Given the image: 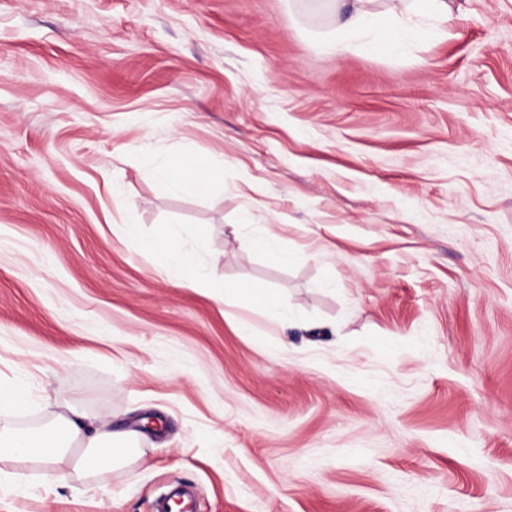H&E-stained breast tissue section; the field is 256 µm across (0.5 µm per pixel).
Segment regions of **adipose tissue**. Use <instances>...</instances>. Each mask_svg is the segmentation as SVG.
Masks as SVG:
<instances>
[{"label": "adipose tissue", "instance_id": "ef3b65f1", "mask_svg": "<svg viewBox=\"0 0 512 512\" xmlns=\"http://www.w3.org/2000/svg\"><path fill=\"white\" fill-rule=\"evenodd\" d=\"M370 0H337L342 16L340 37L326 41L328 52L336 54L346 48V34L359 32L373 25L376 15L369 8ZM159 178L176 191L205 194L213 178L223 176L224 160L213 157L206 170H179L160 164ZM159 269L163 273L183 272L187 281L197 288L208 287L210 276L201 270L194 253L174 243L161 255ZM136 432L110 423H93L83 414L58 415L50 427L30 433L0 428V462H24L42 470L46 479L64 481L73 477L90 478L105 468H121L135 463L139 452L135 446Z\"/></svg>", "mask_w": 512, "mask_h": 512}]
</instances>
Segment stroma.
<instances>
[{"instance_id":"35a3bbf8","label":"stroma","mask_w":512,"mask_h":512,"mask_svg":"<svg viewBox=\"0 0 512 512\" xmlns=\"http://www.w3.org/2000/svg\"><path fill=\"white\" fill-rule=\"evenodd\" d=\"M448 2L333 56L331 0H0V426L161 422L65 488L0 463V512H512V0ZM159 178L176 191L202 195L205 194L213 178L224 176V159L214 156L205 171L178 170L168 163H161L157 169ZM158 268L165 274L177 270L183 272L195 288H208L210 276L201 270L194 253L184 250L176 240L161 255Z\"/></svg>"}]
</instances>
